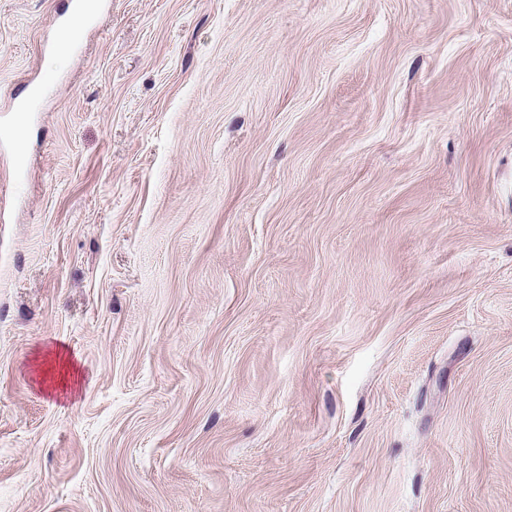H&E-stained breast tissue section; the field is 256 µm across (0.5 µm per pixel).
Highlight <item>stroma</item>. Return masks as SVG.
<instances>
[{
  "instance_id": "stroma-1",
  "label": "stroma",
  "mask_w": 512,
  "mask_h": 512,
  "mask_svg": "<svg viewBox=\"0 0 512 512\" xmlns=\"http://www.w3.org/2000/svg\"><path fill=\"white\" fill-rule=\"evenodd\" d=\"M70 17L0 0V512H512V0Z\"/></svg>"
}]
</instances>
